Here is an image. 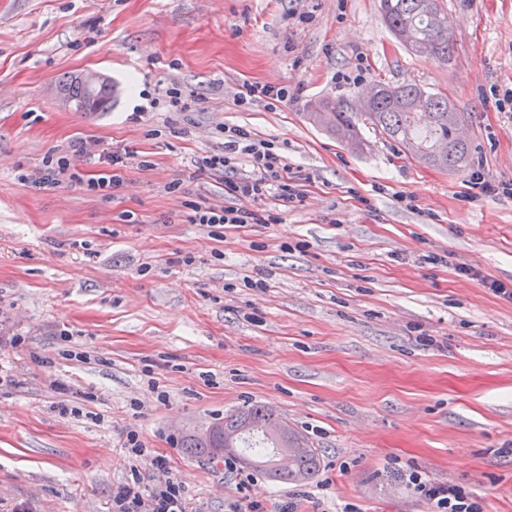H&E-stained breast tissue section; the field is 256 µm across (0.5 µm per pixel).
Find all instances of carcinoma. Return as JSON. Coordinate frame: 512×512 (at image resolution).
<instances>
[{"label": "carcinoma", "mask_w": 512, "mask_h": 512, "mask_svg": "<svg viewBox=\"0 0 512 512\" xmlns=\"http://www.w3.org/2000/svg\"><path fill=\"white\" fill-rule=\"evenodd\" d=\"M380 13L396 40L412 53L423 57L448 60L453 49L440 0H379ZM371 103L360 111L351 101L339 98L322 102L310 113V119L324 127L353 149L365 146L362 130L371 128L403 146L424 165L439 170L464 167L469 147L457 135L460 117L448 95L432 92L416 83L390 85L380 83ZM63 97L82 112H103L112 105V85L98 88L89 95L82 85L69 78L60 86ZM275 412L262 404H252L224 415L218 421L220 430L204 437L192 434L183 441L191 457L209 461L222 460L220 448L232 449L248 467L279 483L304 484L320 468V454L309 440L291 428L288 436L269 432ZM282 448L297 449L291 470L280 473L275 457Z\"/></svg>", "instance_id": "carcinoma-1"}]
</instances>
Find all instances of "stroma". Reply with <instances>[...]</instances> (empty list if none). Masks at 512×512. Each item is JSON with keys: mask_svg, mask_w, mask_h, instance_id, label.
Wrapping results in <instances>:
<instances>
[{"mask_svg": "<svg viewBox=\"0 0 512 512\" xmlns=\"http://www.w3.org/2000/svg\"><path fill=\"white\" fill-rule=\"evenodd\" d=\"M442 2L446 61L397 43L378 0H0V334L18 339L0 344V512H108L133 472L149 491L157 454L193 512H433L402 477L414 469L512 512V300L484 286L512 284V196L468 185L475 170L512 182V112L496 106L512 90V0ZM87 70L112 82L107 111L61 99ZM246 82L288 99L240 107ZM377 82L448 94L467 167H426L370 130L356 151L309 120L315 101ZM171 87L187 112L131 120L141 91ZM223 123L310 175L281 223H190L188 202L227 203L199 168ZM75 140L90 147L71 158L79 182L35 187ZM124 149L150 168L87 191L111 170L101 155ZM258 271L266 288L246 286ZM248 402L318 448L311 483L256 472L241 489L184 452ZM130 429L148 450L135 462Z\"/></svg>", "mask_w": 512, "mask_h": 512, "instance_id": "35a3bbf8", "label": "stroma"}]
</instances>
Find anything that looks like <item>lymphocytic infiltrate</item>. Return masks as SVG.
Wrapping results in <instances>:
<instances>
[{
	"label": "lymphocytic infiltrate",
	"mask_w": 512,
	"mask_h": 512,
	"mask_svg": "<svg viewBox=\"0 0 512 512\" xmlns=\"http://www.w3.org/2000/svg\"><path fill=\"white\" fill-rule=\"evenodd\" d=\"M224 149L203 157L201 167L224 178L226 206L196 204L189 220L194 224H221L241 227L247 224L277 223L275 214H261L267 201H278L284 207L301 205L305 198L304 179L294 172L286 156L273 141L256 137L246 127L222 124L218 128ZM248 162L250 176L236 177L240 162ZM156 482L149 494L122 485L112 493V512H190L182 485L171 476L166 456L151 459ZM407 484L416 494L431 503L435 512H481L480 503L461 487L424 480L418 473L406 475Z\"/></svg>",
	"instance_id": "lymphocytic-infiltrate-1"
}]
</instances>
